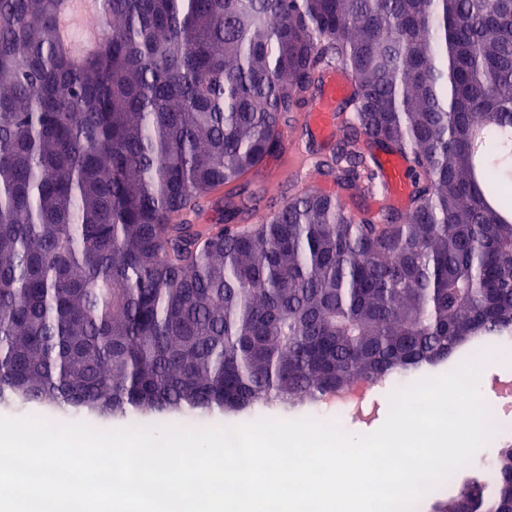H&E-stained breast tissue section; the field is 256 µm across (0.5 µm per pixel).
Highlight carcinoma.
I'll list each match as a JSON object with an SVG mask.
<instances>
[{"label":"carcinoma","instance_id":"obj_1","mask_svg":"<svg viewBox=\"0 0 512 512\" xmlns=\"http://www.w3.org/2000/svg\"><path fill=\"white\" fill-rule=\"evenodd\" d=\"M62 3L0 0V399L315 401L512 336V222L485 204L512 213V0H100L81 62ZM334 68L339 140L294 178L367 199L401 152L410 212L239 186ZM488 473L435 512H512V441Z\"/></svg>","mask_w":512,"mask_h":512}]
</instances>
